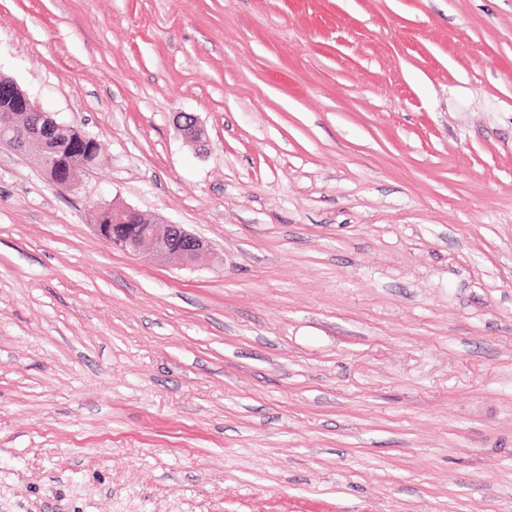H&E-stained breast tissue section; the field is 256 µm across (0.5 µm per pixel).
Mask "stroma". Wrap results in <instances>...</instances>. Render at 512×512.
Instances as JSON below:
<instances>
[{
  "mask_svg": "<svg viewBox=\"0 0 512 512\" xmlns=\"http://www.w3.org/2000/svg\"><path fill=\"white\" fill-rule=\"evenodd\" d=\"M0 73L101 148L0 150V512H512V0H0ZM111 207L112 211L108 209ZM99 210V224H91L94 231L125 253L134 254L141 250H149L161 265L192 269L209 250V243L205 239L189 232L181 224H156L137 209L118 199H112V203H96L91 209L92 216ZM112 217L120 224L140 226L124 239L111 240L103 234L101 224H114Z\"/></svg>",
  "mask_w": 512,
  "mask_h": 512,
  "instance_id": "obj_1",
  "label": "stroma"
}]
</instances>
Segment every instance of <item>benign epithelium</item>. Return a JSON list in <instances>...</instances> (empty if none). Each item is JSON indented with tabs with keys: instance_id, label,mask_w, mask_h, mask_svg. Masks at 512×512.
<instances>
[{
	"instance_id": "7a95c632",
	"label": "benign epithelium",
	"mask_w": 512,
	"mask_h": 512,
	"mask_svg": "<svg viewBox=\"0 0 512 512\" xmlns=\"http://www.w3.org/2000/svg\"><path fill=\"white\" fill-rule=\"evenodd\" d=\"M0 98L6 103L0 111V147L6 146L28 156L41 169L46 178L63 192H72L77 183L66 175L75 168L94 164L93 148L83 155L68 160L52 146L53 129L60 126L55 115L43 110L19 88L14 79L0 73ZM178 125L192 142L206 138L204 127L192 114L177 116ZM112 209V217L120 224H135V232L111 244L128 253L150 251L165 266L192 269L209 250V243L189 232L180 224H156L132 206L114 199L110 203H97L91 212Z\"/></svg>"
}]
</instances>
